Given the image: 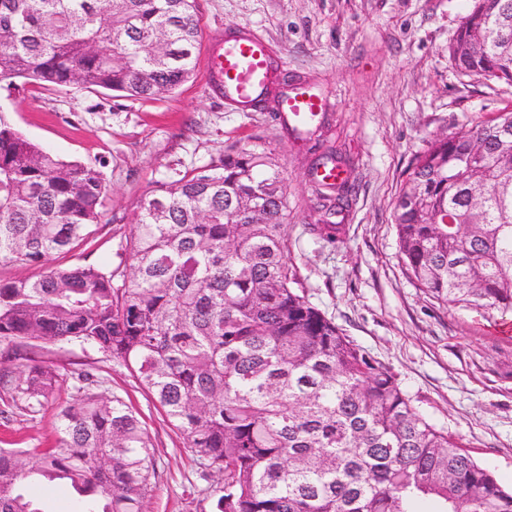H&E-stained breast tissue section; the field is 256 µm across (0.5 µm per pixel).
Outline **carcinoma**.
I'll return each mask as SVG.
<instances>
[{
	"label": "carcinoma",
	"instance_id": "obj_1",
	"mask_svg": "<svg viewBox=\"0 0 512 512\" xmlns=\"http://www.w3.org/2000/svg\"><path fill=\"white\" fill-rule=\"evenodd\" d=\"M199 0H0V89L174 93L195 71ZM454 68L512 84V0H474ZM486 186L472 204L468 188ZM109 195L93 163L22 135L0 108V400L34 416L68 382L56 446L0 448V512H47L25 482H64L78 512H144L151 437L90 372L23 353L75 343L126 366L185 447L224 474L215 512H512V491L422 415L397 375L305 295L289 257L288 193L256 146L163 183L115 261L51 264L89 240ZM328 215L343 199L318 190ZM406 275L446 304L512 314V112L436 139L394 206Z\"/></svg>",
	"mask_w": 512,
	"mask_h": 512
}]
</instances>
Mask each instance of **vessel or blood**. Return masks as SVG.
<instances>
[{
    "label": "vessel or blood",
    "mask_w": 512,
    "mask_h": 512,
    "mask_svg": "<svg viewBox=\"0 0 512 512\" xmlns=\"http://www.w3.org/2000/svg\"><path fill=\"white\" fill-rule=\"evenodd\" d=\"M206 66L210 87L241 112L250 110L273 79L268 43L247 31L229 35L222 47L211 49ZM331 106L329 98L300 87L281 100L280 111L290 123L301 126Z\"/></svg>",
    "instance_id": "b4317fda"
}]
</instances>
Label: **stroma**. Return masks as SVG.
Masks as SVG:
<instances>
[{
	"instance_id": "stroma-1",
	"label": "stroma",
	"mask_w": 512,
	"mask_h": 512,
	"mask_svg": "<svg viewBox=\"0 0 512 512\" xmlns=\"http://www.w3.org/2000/svg\"><path fill=\"white\" fill-rule=\"evenodd\" d=\"M200 47L232 29L262 37L289 85L334 98L317 118L319 141L282 120L275 104L239 112L208 90L196 65L170 96L138 101L110 91L22 86L0 90L16 128L65 160L96 164L110 189L83 264L113 257L140 200L159 184L223 155L259 146L288 186V243L308 299L371 357L390 367L419 411L458 436L465 452L512 489V335L502 317L431 298L404 273L393 223L414 157L462 124L512 109V86L460 75L448 57L473 0H199ZM332 151L346 164L348 206L327 241L316 230L312 167ZM42 360L87 369L146 422L155 474L146 512H212L218 472L197 461L122 365L93 349L43 343ZM57 405L35 416L0 414V448H49Z\"/></svg>"
}]
</instances>
